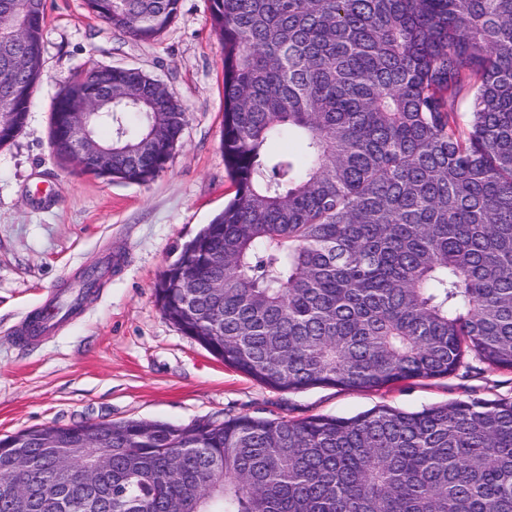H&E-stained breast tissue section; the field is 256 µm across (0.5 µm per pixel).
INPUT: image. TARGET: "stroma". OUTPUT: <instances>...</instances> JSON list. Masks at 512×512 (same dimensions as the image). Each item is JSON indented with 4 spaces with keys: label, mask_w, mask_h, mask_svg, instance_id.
I'll list each match as a JSON object with an SVG mask.
<instances>
[{
    "label": "stroma",
    "mask_w": 512,
    "mask_h": 512,
    "mask_svg": "<svg viewBox=\"0 0 512 512\" xmlns=\"http://www.w3.org/2000/svg\"><path fill=\"white\" fill-rule=\"evenodd\" d=\"M44 71L27 123L0 148V437L79 421L352 417L380 405L415 412L511 400L512 371L467 358L453 375L354 391H281L224 363L162 314L154 285L235 194L220 152L223 48L208 0H181L171 28L139 42L88 17L82 0H45ZM136 67L187 112L181 144L147 185L62 166L48 144L62 87L88 60ZM112 260L93 296L56 331L21 328L83 271Z\"/></svg>",
    "instance_id": "35a3bbf8"
}]
</instances>
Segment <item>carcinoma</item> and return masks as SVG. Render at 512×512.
I'll return each mask as SVG.
<instances>
[{"instance_id": "carcinoma-1", "label": "carcinoma", "mask_w": 512, "mask_h": 512, "mask_svg": "<svg viewBox=\"0 0 512 512\" xmlns=\"http://www.w3.org/2000/svg\"><path fill=\"white\" fill-rule=\"evenodd\" d=\"M142 42L181 0H83ZM0 148L43 76L45 0H0ZM224 49L220 148L234 198L160 274L164 316L272 388L378 389L455 373L468 356L512 371V0H209ZM112 88L91 117L113 174L146 184L186 113L135 67L92 63L58 94ZM303 153L274 154L284 136ZM188 265L190 293L167 279ZM81 467L112 455L101 512H512V400L350 418L241 415L189 424L103 421ZM19 432L43 474L57 450ZM15 437L0 439V512H15Z\"/></svg>"}]
</instances>
